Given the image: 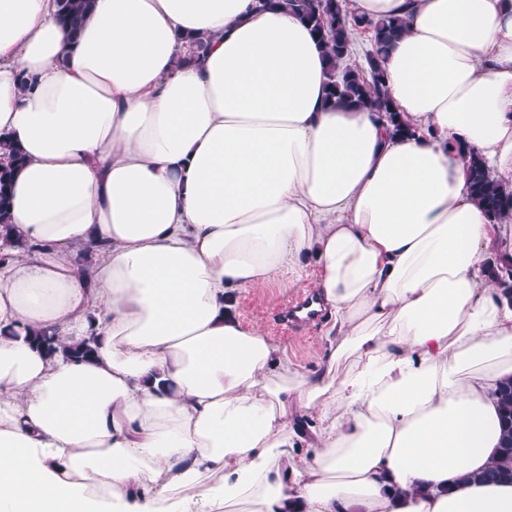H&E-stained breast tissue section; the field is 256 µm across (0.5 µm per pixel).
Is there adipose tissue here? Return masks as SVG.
<instances>
[{
  "label": "adipose tissue",
  "instance_id": "ef3b65f1",
  "mask_svg": "<svg viewBox=\"0 0 512 512\" xmlns=\"http://www.w3.org/2000/svg\"><path fill=\"white\" fill-rule=\"evenodd\" d=\"M254 4L95 0L72 38L55 0H0L25 244L0 265V512H512L477 479L512 217L467 177L476 154L512 187V0H350L407 21L382 62L405 135L329 105L310 28ZM308 256L333 338L312 372L231 302ZM44 329L94 358L46 356Z\"/></svg>",
  "mask_w": 512,
  "mask_h": 512
}]
</instances>
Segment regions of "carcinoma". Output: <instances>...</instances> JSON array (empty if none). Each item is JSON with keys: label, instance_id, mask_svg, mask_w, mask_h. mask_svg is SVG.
<instances>
[{"label": "carcinoma", "instance_id": "1", "mask_svg": "<svg viewBox=\"0 0 512 512\" xmlns=\"http://www.w3.org/2000/svg\"><path fill=\"white\" fill-rule=\"evenodd\" d=\"M274 7L285 8L305 22L319 40L331 37L326 50L329 59L327 100L330 104L345 103L372 112H384L394 133L407 132L385 92L379 68L380 58L406 28L404 20L393 17L361 21L350 14L344 0H258L260 9ZM93 9V0H56L57 15L74 38ZM352 26L363 28L369 35L371 49L365 57V69L345 65L351 48L348 31ZM0 148L10 155V163L0 165V240L6 247L22 249L24 244L14 237L10 208L15 166L23 163V157L6 142L0 144ZM468 180L473 199L492 222L512 216V189L500 184L481 158H470ZM32 340L48 356L61 350L81 360L92 358L96 344V337L89 336L77 343L62 345L55 333L45 331L34 334ZM495 396L501 412L500 445L489 468L473 479L512 481V380L502 383Z\"/></svg>", "mask_w": 512, "mask_h": 512}]
</instances>
